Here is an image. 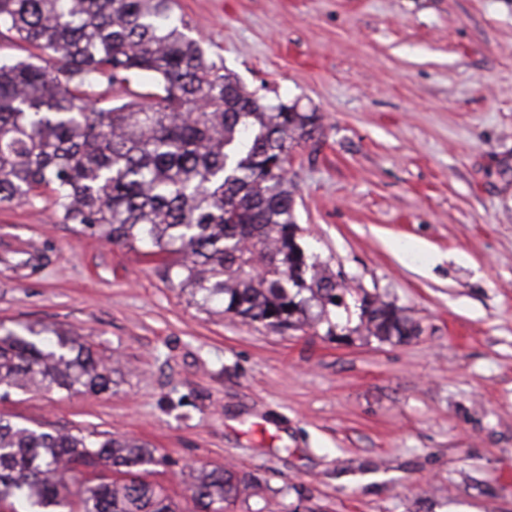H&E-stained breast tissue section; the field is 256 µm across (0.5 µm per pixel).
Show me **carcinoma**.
Segmentation results:
<instances>
[{
	"label": "carcinoma",
	"mask_w": 512,
	"mask_h": 512,
	"mask_svg": "<svg viewBox=\"0 0 512 512\" xmlns=\"http://www.w3.org/2000/svg\"><path fill=\"white\" fill-rule=\"evenodd\" d=\"M32 49L0 58V202L48 195L54 214L161 261L189 302L209 312L299 330L345 292L297 242L294 186L284 171L315 112L248 92L173 17L171 0H0V33ZM149 74L156 93L100 106L114 86ZM181 255L168 262V256ZM380 340L417 335L390 304L360 315ZM120 369L72 330L0 323V391L112 392ZM167 463L145 442L106 432L32 428L0 416V500L24 512H182L143 475ZM99 467L112 477L68 484ZM205 512L255 495L231 468L191 475Z\"/></svg>",
	"instance_id": "carcinoma-1"
}]
</instances>
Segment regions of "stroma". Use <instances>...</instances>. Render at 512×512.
<instances>
[{
  "label": "stroma",
  "instance_id": "obj_1",
  "mask_svg": "<svg viewBox=\"0 0 512 512\" xmlns=\"http://www.w3.org/2000/svg\"><path fill=\"white\" fill-rule=\"evenodd\" d=\"M250 90L317 112L288 177L346 308L301 330L200 310L160 262L0 204V322L74 330L112 394L10 392L0 414L137 438L181 507L233 465L316 512H512V0H174ZM417 336L359 332L363 295Z\"/></svg>",
  "mask_w": 512,
  "mask_h": 512
}]
</instances>
